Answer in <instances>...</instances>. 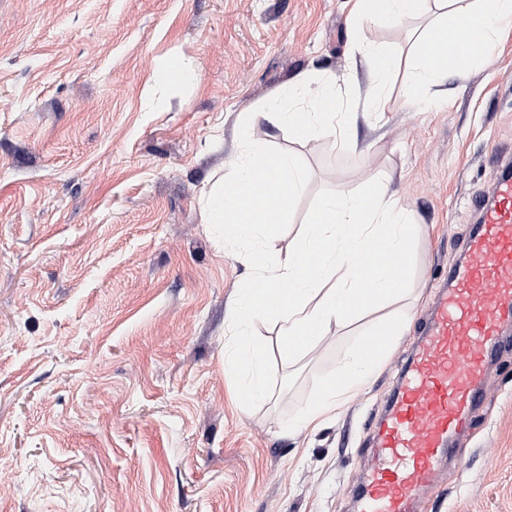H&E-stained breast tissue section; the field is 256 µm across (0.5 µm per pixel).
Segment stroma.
I'll use <instances>...</instances> for the list:
<instances>
[{"label": "stroma", "instance_id": "35a3bbf8", "mask_svg": "<svg viewBox=\"0 0 512 512\" xmlns=\"http://www.w3.org/2000/svg\"><path fill=\"white\" fill-rule=\"evenodd\" d=\"M354 0H0V512H357L381 414L423 314L512 166V28L497 59L429 89L447 108L360 115L358 149L257 118L273 154L310 174L266 245L287 250L324 197L386 186L418 229L395 304L407 330L362 392L313 431L288 422L368 320L282 365L270 400L239 398L228 304L246 277L204 222L203 190L238 150L242 117L295 77L342 78L355 33L392 54L402 29L357 30ZM173 57L197 65L172 77ZM417 512H512V346Z\"/></svg>", "mask_w": 512, "mask_h": 512}]
</instances>
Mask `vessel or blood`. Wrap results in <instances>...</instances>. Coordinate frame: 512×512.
I'll return each mask as SVG.
<instances>
[{"mask_svg": "<svg viewBox=\"0 0 512 512\" xmlns=\"http://www.w3.org/2000/svg\"><path fill=\"white\" fill-rule=\"evenodd\" d=\"M479 215L464 259L449 267L374 440L360 512H414L469 413L484 398V376L512 322V175Z\"/></svg>", "mask_w": 512, "mask_h": 512, "instance_id": "1", "label": "vessel or blood"}]
</instances>
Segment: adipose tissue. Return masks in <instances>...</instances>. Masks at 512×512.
<instances>
[{
    "mask_svg": "<svg viewBox=\"0 0 512 512\" xmlns=\"http://www.w3.org/2000/svg\"><path fill=\"white\" fill-rule=\"evenodd\" d=\"M430 1L440 15L411 41L406 58L356 43L355 52L367 72L365 84L356 89L358 106L337 96L335 77L311 71L295 81L299 104L282 108L266 101L259 105L258 115L286 125L295 139H308L323 128L352 148L356 145L351 137L355 111L386 112L387 88L401 65L413 71L404 92L406 107L413 109L422 101V89L436 85L443 76L464 74L472 63L491 64L502 27L512 23V0H356V14L369 24L418 19L424 17ZM463 21L473 25L480 50L456 44L453 34ZM436 30L449 36L443 45L430 41ZM271 170L276 176L269 181L265 175ZM308 179L307 170L292 155H268L257 140L243 135L229 174L205 194L204 221L227 240L245 233L265 236L268 228L283 221L287 207L304 191ZM412 238L413 227L404 211L376 185L362 196L339 193L324 198L287 252L272 254L263 247L243 252L253 276L230 303L225 354L226 363L240 379L241 397L255 403L271 395L267 350L250 332L256 322L275 319L279 359L288 365L331 327L348 326L360 317H372L374 327L384 335H403L407 324L391 306L410 293L405 272L382 269L366 288L357 270L365 258L409 251ZM382 359V353L368 354L360 343L347 350L333 378L321 384L292 421L291 430L320 426L368 385Z\"/></svg>",
    "mask_w": 512,
    "mask_h": 512,
    "instance_id": "adipose-tissue-1",
    "label": "adipose tissue"
}]
</instances>
